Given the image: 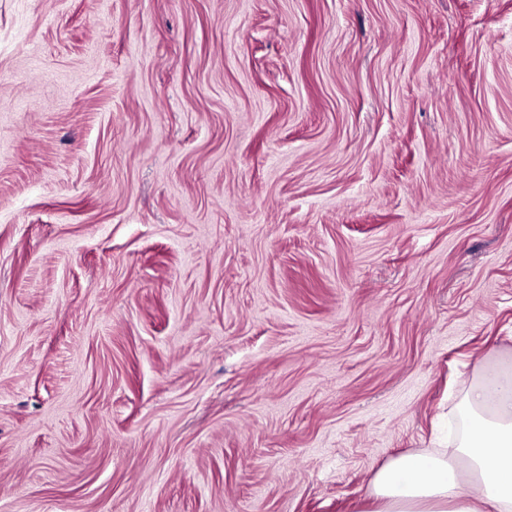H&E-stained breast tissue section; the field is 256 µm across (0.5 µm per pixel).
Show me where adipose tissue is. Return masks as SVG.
I'll return each mask as SVG.
<instances>
[{"instance_id":"1","label":"adipose tissue","mask_w":512,"mask_h":512,"mask_svg":"<svg viewBox=\"0 0 512 512\" xmlns=\"http://www.w3.org/2000/svg\"><path fill=\"white\" fill-rule=\"evenodd\" d=\"M455 452L397 456L380 468L359 512H512V370L472 381Z\"/></svg>"}]
</instances>
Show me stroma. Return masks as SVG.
I'll return each instance as SVG.
<instances>
[{
  "instance_id": "1",
  "label": "stroma",
  "mask_w": 512,
  "mask_h": 512,
  "mask_svg": "<svg viewBox=\"0 0 512 512\" xmlns=\"http://www.w3.org/2000/svg\"><path fill=\"white\" fill-rule=\"evenodd\" d=\"M512 361V0H0V512H353Z\"/></svg>"
}]
</instances>
